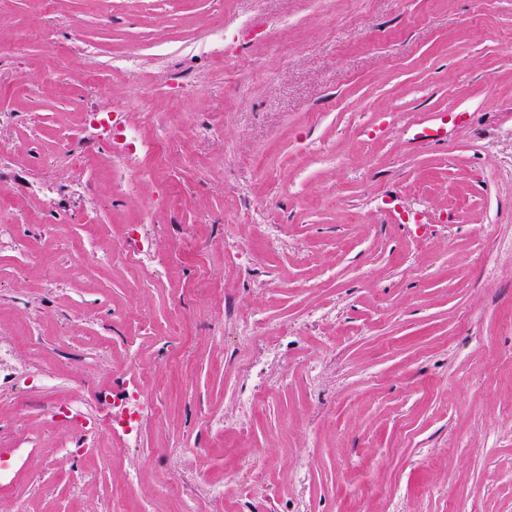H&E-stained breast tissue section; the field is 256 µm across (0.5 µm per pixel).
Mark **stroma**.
I'll return each instance as SVG.
<instances>
[{
  "label": "stroma",
  "instance_id": "1",
  "mask_svg": "<svg viewBox=\"0 0 512 512\" xmlns=\"http://www.w3.org/2000/svg\"><path fill=\"white\" fill-rule=\"evenodd\" d=\"M509 42L512 0H0V512H512ZM132 49L137 74L111 72ZM147 108L117 189L112 124ZM135 393L161 415L126 448ZM78 399L97 431L67 453L54 409Z\"/></svg>",
  "mask_w": 512,
  "mask_h": 512
}]
</instances>
